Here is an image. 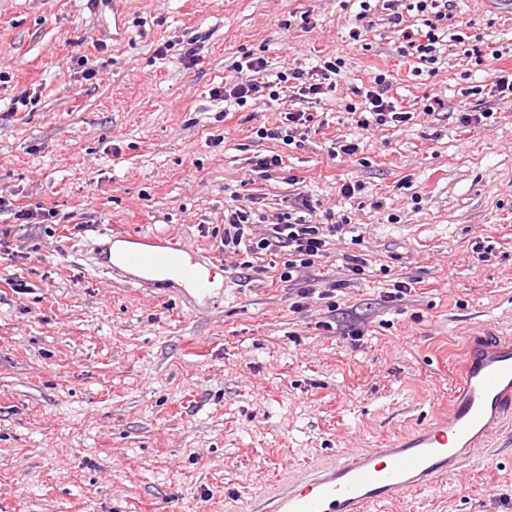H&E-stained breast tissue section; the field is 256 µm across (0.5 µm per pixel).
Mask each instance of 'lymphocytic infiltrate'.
<instances>
[{
  "label": "lymphocytic infiltrate",
  "instance_id": "f902f5d3",
  "mask_svg": "<svg viewBox=\"0 0 512 512\" xmlns=\"http://www.w3.org/2000/svg\"><path fill=\"white\" fill-rule=\"evenodd\" d=\"M356 14L358 23L350 28L348 38L352 43L363 40L362 22L371 18L376 10H383L387 24L395 28L402 40V55L414 58L417 65L415 74H434L442 61L443 51L449 43L464 45L465 54L476 63L485 60H502L503 50L483 51L473 44L471 37L456 19L454 0H358ZM267 63L264 58L246 55L238 62V69L247 71L248 79L228 82L215 88V96L223 98L226 105L262 108L277 101L281 89H288L296 99L320 102L324 95L336 89V77L343 66V60L329 56L313 67L295 65L277 74L275 80L262 81L260 73ZM390 79L387 72L375 73L369 85L355 88L361 97V105H347L349 114L355 115L356 123L362 129L374 130L395 122L404 121L405 111L390 95ZM314 211L310 199L298 195L288 211L277 214L275 222L260 226L255 222V212L250 203L235 200L224 210V254L228 257L244 255V268L253 273H264L259 258L282 257V271L279 279L297 286L294 309H302L304 302L313 297L333 298L337 288L349 287L357 280L366 263L365 258L350 256L345 279L325 280L307 277V269L318 265L327 258L332 241L353 233L350 217L331 223L313 221Z\"/></svg>",
  "mask_w": 512,
  "mask_h": 512
}]
</instances>
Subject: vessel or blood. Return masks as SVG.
<instances>
[{"label":"vessel or blood","mask_w":512,"mask_h":512,"mask_svg":"<svg viewBox=\"0 0 512 512\" xmlns=\"http://www.w3.org/2000/svg\"><path fill=\"white\" fill-rule=\"evenodd\" d=\"M131 241L119 256L100 246L96 271L131 284L177 288L191 306L210 296L208 263L197 249L157 235H135ZM458 384L462 391L447 410L414 431L380 448L339 450L289 472L251 499L246 512H370L486 460L493 435L512 424V337H471Z\"/></svg>","instance_id":"obj_1"}]
</instances>
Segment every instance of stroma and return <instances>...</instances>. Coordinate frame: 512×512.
<instances>
[{"label":"stroma","instance_id":"obj_1","mask_svg":"<svg viewBox=\"0 0 512 512\" xmlns=\"http://www.w3.org/2000/svg\"><path fill=\"white\" fill-rule=\"evenodd\" d=\"M308 9L315 29L289 24ZM454 12L512 45V14L488 0ZM111 14L106 0H0V512H240L283 470L380 447L447 408L467 339L512 335V101L484 93L490 65L454 45L435 75H413L385 22L348 44L340 0H129L119 41ZM335 53L345 67L318 104L228 116L212 93L247 54L271 78ZM379 70L411 118L366 132L343 98ZM431 97L444 109L425 113ZM291 108L315 116L307 141L256 137ZM472 110L493 117L461 123ZM339 138L360 158L331 156ZM259 153L285 174L254 172ZM348 181L361 194L343 198ZM300 190L361 236L333 241L316 275L369 259L337 293V331L319 326L325 301L293 310L275 269L254 279L224 259L219 300L191 308L92 267L99 227L215 258L232 193L269 217ZM23 208L51 217L23 224ZM383 266L412 282L404 301L384 302ZM493 442L480 466L375 512H512V428Z\"/></svg>","mask_w":512,"mask_h":512}]
</instances>
